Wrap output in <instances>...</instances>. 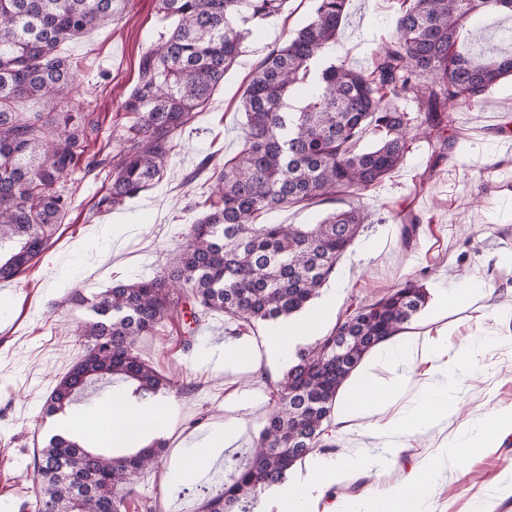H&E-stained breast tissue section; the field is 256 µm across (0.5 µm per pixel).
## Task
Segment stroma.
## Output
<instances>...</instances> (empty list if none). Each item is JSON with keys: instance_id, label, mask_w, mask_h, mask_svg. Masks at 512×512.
I'll return each mask as SVG.
<instances>
[{"instance_id": "stroma-1", "label": "stroma", "mask_w": 512, "mask_h": 512, "mask_svg": "<svg viewBox=\"0 0 512 512\" xmlns=\"http://www.w3.org/2000/svg\"><path fill=\"white\" fill-rule=\"evenodd\" d=\"M396 7V0H350L333 56L368 68L394 30ZM311 12L312 0H287L278 16L248 26L242 55L208 108L182 131L161 187L129 200L124 209L99 210L95 204L108 186L106 170L68 178L74 203L55 243L24 274L0 282V500L11 512H35V449L53 435L70 432L71 420L94 414L121 387L114 379L100 381L65 412L47 413L52 388L81 354L72 330L95 318L90 308L66 303L67 289L81 285L86 293H97L156 275L184 245L198 215L191 204L210 193L207 175L197 172L200 162L212 153L221 164L240 151L245 120L241 100L252 70L303 26ZM162 30L157 0H131L128 11L112 24L60 46V55L78 65L74 93L101 127L91 151L101 149L128 122L121 104L136 81L143 52ZM510 117L512 79L506 78L483 102L455 109L458 157L440 166L425 188L417 183L434 147L423 139L413 143L403 164L381 185L361 195L377 222L345 251L321 290V298L336 300L330 318L319 333L296 337L290 345L294 353L313 346L352 305L374 302L389 288L413 281L427 289L429 298L411 329L433 337L448 331L449 349L468 348L474 354L472 362L458 368L465 384L451 394L460 412L409 439L396 459H389L387 449H372V456L384 459V467L339 489L338 500L433 463L438 468L430 499L433 512H512V494L504 490L512 482V435L500 447L452 459L443 451L449 436L467 437L489 410L512 407V147L501 143V127ZM396 212L420 219L411 244L402 241V226L392 218ZM468 277L485 281L492 292L489 302L462 309L447 322L435 321L442 292ZM189 323L182 318L139 343L142 358L178 387L154 399L168 414L167 424L155 432L166 440V454L157 468L134 477V492L122 512H145L148 503L156 512H199L211 479L179 481L177 471L186 454L211 432L231 424L236 439L220 455L224 472L248 465L270 411V387L289 367L274 360L250 373L216 364L210 344L202 333L190 332ZM188 340L193 343L189 349L184 346Z\"/></svg>"}]
</instances>
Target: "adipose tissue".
Instances as JSON below:
<instances>
[{
  "instance_id": "obj_1",
  "label": "adipose tissue",
  "mask_w": 512,
  "mask_h": 512,
  "mask_svg": "<svg viewBox=\"0 0 512 512\" xmlns=\"http://www.w3.org/2000/svg\"><path fill=\"white\" fill-rule=\"evenodd\" d=\"M330 305L313 311L296 328L273 333L262 346L224 342V363L228 366H255L261 360L280 359L288 352L293 337L312 333L329 314ZM448 344L427 334L403 331L382 342L378 361L364 365L337 400L336 421L345 427L364 429L382 439L389 450L405 447L409 437L448 413V394L458 390L462 380L453 369L442 372L440 389L421 394L413 408L394 414V407L412 388L410 368L420 362L440 358ZM168 419L156 408L131 409L122 393H113L110 404L93 420H80V427H92L100 447L122 448L148 429ZM374 460L363 450L346 449L337 459L320 458L312 485L286 489L278 512H320L321 501L331 489L360 477L369 476ZM432 468L409 471L402 480L382 486L354 499L348 512H429Z\"/></svg>"
}]
</instances>
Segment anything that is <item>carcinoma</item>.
Returning <instances> with one entry per match:
<instances>
[{"instance_id": "obj_1", "label": "carcinoma", "mask_w": 512, "mask_h": 512, "mask_svg": "<svg viewBox=\"0 0 512 512\" xmlns=\"http://www.w3.org/2000/svg\"><path fill=\"white\" fill-rule=\"evenodd\" d=\"M130 0H0V281L27 271L47 247L72 204L64 182L79 171L109 167L98 202L112 209L162 182L177 137L209 104L242 53L238 19L265 21L286 0H158L160 20H173L140 60L122 103L133 116L110 158L89 152L97 125L71 98L75 66L62 43L115 20ZM349 0H314L311 18L256 66L244 92L245 143L223 166L207 155L213 184L186 244L156 276L66 301L98 316L76 330L82 355L55 385L49 413L64 411L91 383L119 378L139 401L174 388L137 348L142 336L192 307L195 320L216 313L250 326L289 318L318 296L340 256L371 219L356 199L403 163L411 144L434 141L430 168L456 156L448 137L451 112L482 101L512 76V53L463 51L464 23L475 12L509 13L512 0H401L395 33L367 70L328 58ZM426 101L411 118L393 101ZM32 98L51 105L31 112ZM378 134L360 146L367 129ZM316 200L333 209L317 224H259L274 210ZM413 283L357 304L314 346L301 350L273 385V408L250 466L208 494L202 512H247L241 503L282 484L324 440L336 398L365 355L425 308ZM164 442L132 454L94 452L77 438L55 435L36 449L35 512H121L130 476L157 465Z\"/></svg>"}]
</instances>
